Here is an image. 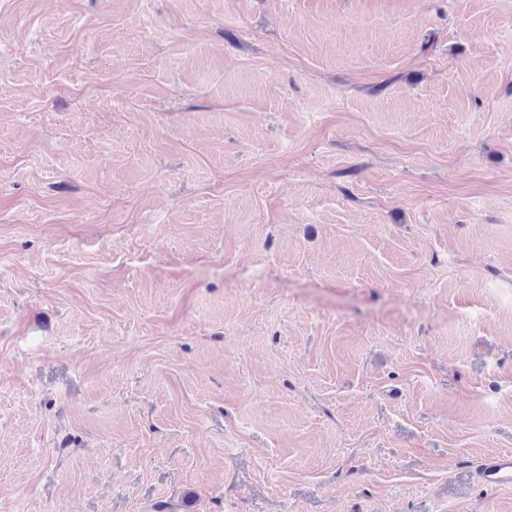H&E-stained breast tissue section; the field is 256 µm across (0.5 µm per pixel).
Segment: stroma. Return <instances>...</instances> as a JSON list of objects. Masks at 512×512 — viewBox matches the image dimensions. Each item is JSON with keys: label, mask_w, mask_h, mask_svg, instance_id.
Segmentation results:
<instances>
[{"label": "stroma", "mask_w": 512, "mask_h": 512, "mask_svg": "<svg viewBox=\"0 0 512 512\" xmlns=\"http://www.w3.org/2000/svg\"><path fill=\"white\" fill-rule=\"evenodd\" d=\"M512 0H0V512H512ZM482 484L495 487L512 486V453H495L486 456L478 468Z\"/></svg>", "instance_id": "obj_1"}]
</instances>
